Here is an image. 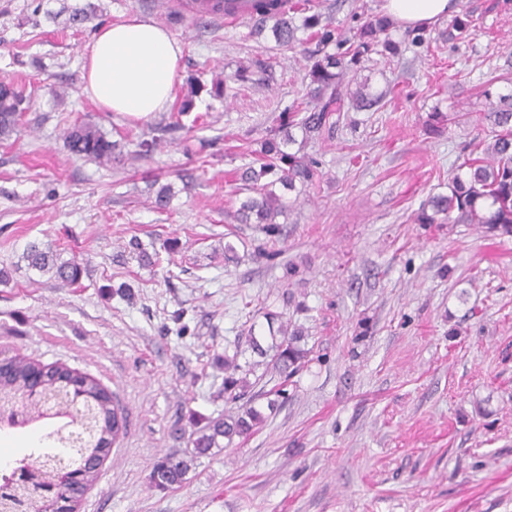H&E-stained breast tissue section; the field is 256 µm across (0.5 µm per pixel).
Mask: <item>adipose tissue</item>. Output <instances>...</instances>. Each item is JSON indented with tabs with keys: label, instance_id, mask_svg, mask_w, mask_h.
Returning a JSON list of instances; mask_svg holds the SVG:
<instances>
[{
	"label": "adipose tissue",
	"instance_id": "adipose-tissue-1",
	"mask_svg": "<svg viewBox=\"0 0 512 512\" xmlns=\"http://www.w3.org/2000/svg\"><path fill=\"white\" fill-rule=\"evenodd\" d=\"M457 10V0H384L396 24L422 27ZM183 45L138 16L102 27L81 52L83 92L100 109L146 121L166 111L180 78Z\"/></svg>",
	"mask_w": 512,
	"mask_h": 512
}]
</instances>
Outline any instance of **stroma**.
<instances>
[{
    "label": "stroma",
    "instance_id": "1",
    "mask_svg": "<svg viewBox=\"0 0 512 512\" xmlns=\"http://www.w3.org/2000/svg\"><path fill=\"white\" fill-rule=\"evenodd\" d=\"M462 6L465 41L418 48L396 26L398 55L354 73L383 100L306 145L323 177L282 191L269 261L260 225L234 219L236 177L244 144L304 94L299 50L178 0H0V79L27 98L18 131L0 138V350L97 379L126 419L78 512H512V238L415 220L470 143L490 142L488 95L512 93L501 79L512 74V6ZM132 15L183 45L172 102L146 122L83 92V46ZM242 65L251 79L228 100L193 88ZM436 109L462 118L431 137ZM77 122L117 142L112 165L69 152ZM144 133L160 139L147 159L134 154ZM33 243L76 258L79 283L29 269ZM228 243L238 262L225 263ZM267 305L312 350L286 404L249 439L191 461L182 486L154 487L157 461L188 455L174 427L235 411L214 360L247 328L267 334Z\"/></svg>",
    "mask_w": 512,
    "mask_h": 512
}]
</instances>
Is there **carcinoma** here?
<instances>
[{"instance_id":"carcinoma-1","label":"carcinoma","mask_w":512,"mask_h":512,"mask_svg":"<svg viewBox=\"0 0 512 512\" xmlns=\"http://www.w3.org/2000/svg\"><path fill=\"white\" fill-rule=\"evenodd\" d=\"M260 33L271 30L276 43L286 49L296 42V27L288 13L281 10V0H251ZM359 22L352 34L342 33L334 22L319 13L302 20L304 29L311 31L318 48L305 50L303 57L309 63L306 74L309 82L304 100L294 101L276 119V125L266 130L260 140L259 166H248L240 174L242 186L254 195L240 203L235 218L240 224L252 222L263 225L268 240L280 236L275 218L284 205L275 187L280 184L290 190L307 188L320 175L321 162L307 153L285 152L283 145L296 142L292 129L298 128L303 139H332L350 110L372 106L367 94L352 91L346 76L370 60L372 55L388 52L398 54V45L389 38H380L393 27L385 16H374ZM334 52H327L328 47ZM25 97L12 82L0 81V138L14 133L18 117L25 110ZM490 125L492 142L484 149V156L469 158L463 163L467 171L448 182V193L429 198L417 214L420 224H436L438 216L450 224H480L487 236L512 237V94L501 95L498 101L482 114ZM448 115L431 112L425 122L428 135L439 136L447 128ZM69 150L100 164L112 163L115 144L97 127L79 124L64 134ZM28 267L43 274L74 284L83 269L74 259H64L53 250H43L32 244L24 254ZM269 323L279 322L278 334L270 335L264 344L249 330L246 342L258 360L239 363L241 349L233 356L224 357V394L233 403L246 400L242 412L235 415L204 417L193 424L192 457L211 454L222 442L253 434L265 416L251 405L262 395L270 396L267 408L272 410L279 401L288 400L287 386L309 361L310 351L302 345V332L288 328V322L278 312H266ZM41 364L15 356L0 369V428H23L44 419H61V424L47 434L49 448H31L14 459L5 470H0V512L18 510L36 505L41 512H59L74 509L70 503L71 488L65 474L75 470L83 475L86 485L97 477L98 467L110 455L112 446L125 429V419L114 402V394L96 379L79 375L75 385L62 381L58 365L44 366V380L35 395L29 393V383ZM262 373H257L258 369ZM255 380H250L249 376ZM277 383L269 391L264 387L269 380ZM261 386L256 392L251 389ZM188 470L184 460L169 456L153 469L156 487L167 489L183 482Z\"/></svg>"}]
</instances>
